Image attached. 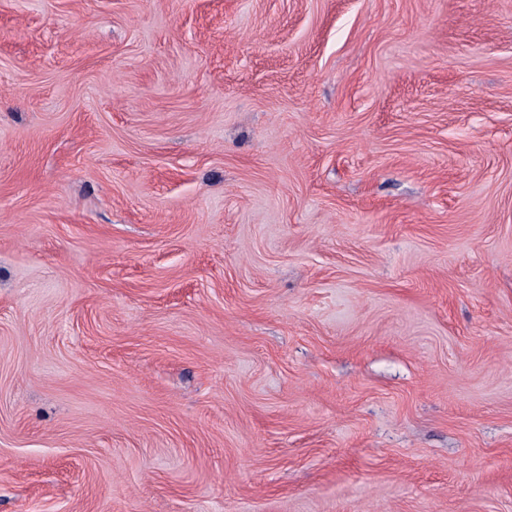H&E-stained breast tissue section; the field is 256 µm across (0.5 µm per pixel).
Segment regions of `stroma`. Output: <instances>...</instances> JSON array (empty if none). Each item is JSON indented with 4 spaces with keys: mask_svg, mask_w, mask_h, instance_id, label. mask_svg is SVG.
<instances>
[{
    "mask_svg": "<svg viewBox=\"0 0 512 512\" xmlns=\"http://www.w3.org/2000/svg\"><path fill=\"white\" fill-rule=\"evenodd\" d=\"M0 512H512V0H0Z\"/></svg>",
    "mask_w": 512,
    "mask_h": 512,
    "instance_id": "obj_1",
    "label": "stroma"
}]
</instances>
